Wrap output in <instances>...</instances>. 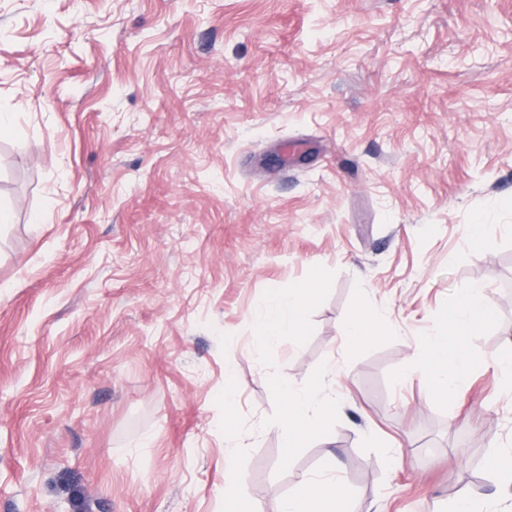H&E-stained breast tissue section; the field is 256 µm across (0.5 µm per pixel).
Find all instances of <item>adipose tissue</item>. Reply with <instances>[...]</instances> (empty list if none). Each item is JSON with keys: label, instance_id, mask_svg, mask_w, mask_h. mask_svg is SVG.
Masks as SVG:
<instances>
[{"label": "adipose tissue", "instance_id": "obj_1", "mask_svg": "<svg viewBox=\"0 0 512 512\" xmlns=\"http://www.w3.org/2000/svg\"><path fill=\"white\" fill-rule=\"evenodd\" d=\"M317 269H309L305 282L276 292V309L257 319L258 336L273 343L285 336L303 332L304 312L319 285ZM496 309L483 288L464 290L458 297V310L450 316L445 331L425 337L424 347L415 352L404 369L405 375H419L432 391L452 394L473 369L474 362L463 349L465 337L481 331L495 317ZM269 382L282 396L284 412L277 432L284 453L281 467H289L303 431L314 430L319 417L329 411L331 399L317 391L292 389L285 373L273 374ZM278 512H351L350 497L334 479L300 478L278 506Z\"/></svg>", "mask_w": 512, "mask_h": 512}]
</instances>
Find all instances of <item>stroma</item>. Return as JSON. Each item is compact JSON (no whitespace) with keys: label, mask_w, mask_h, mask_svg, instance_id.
Returning a JSON list of instances; mask_svg holds the SVG:
<instances>
[{"label":"stroma","mask_w":512,"mask_h":512,"mask_svg":"<svg viewBox=\"0 0 512 512\" xmlns=\"http://www.w3.org/2000/svg\"><path fill=\"white\" fill-rule=\"evenodd\" d=\"M0 211V512H224L232 465L256 512L321 473L512 512V0H0ZM312 266L303 336H257ZM476 284L429 399L406 362ZM282 370L335 403L287 469ZM457 300V313L448 317L446 330L425 337L424 348L412 355L403 372L405 376L419 375L431 387V398L437 391L452 394L467 379L474 362L463 349V340L495 317V306L483 288L464 290ZM384 324L381 314L360 308L344 320L342 331L349 344L360 346L377 339ZM452 512H489L491 505L487 499H480L472 495L467 487H463L453 504Z\"/></svg>","instance_id":"35a3bbf8"}]
</instances>
